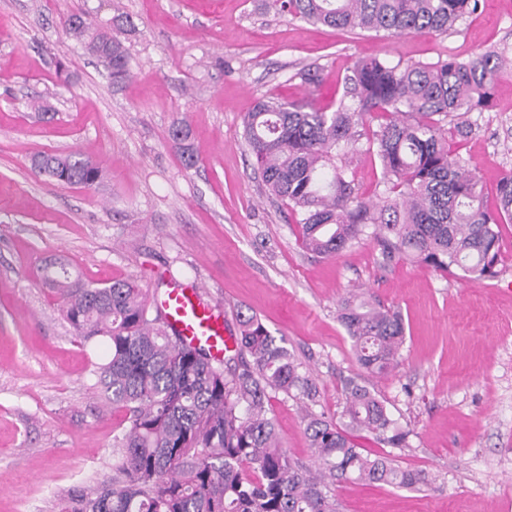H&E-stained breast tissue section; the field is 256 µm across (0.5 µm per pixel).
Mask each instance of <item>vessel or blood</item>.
Listing matches in <instances>:
<instances>
[{
  "label": "vessel or blood",
  "instance_id": "b4317fda",
  "mask_svg": "<svg viewBox=\"0 0 512 512\" xmlns=\"http://www.w3.org/2000/svg\"><path fill=\"white\" fill-rule=\"evenodd\" d=\"M151 302L162 310L168 328L185 343L206 346L217 357L223 355L230 338L224 318L203 302L198 289L172 285L153 294Z\"/></svg>",
  "mask_w": 512,
  "mask_h": 512
}]
</instances>
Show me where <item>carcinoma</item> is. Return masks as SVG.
Returning a JSON list of instances; mask_svg holds the SVG:
<instances>
[{"label":"carcinoma","instance_id":"1","mask_svg":"<svg viewBox=\"0 0 512 512\" xmlns=\"http://www.w3.org/2000/svg\"><path fill=\"white\" fill-rule=\"evenodd\" d=\"M478 2L273 0V7L329 28L403 35L446 33ZM66 31L110 59L112 81L128 77V56L116 36L93 29L82 14L68 18ZM508 70L512 56L498 47L436 64L359 59L336 109L260 99L244 117L242 137L268 190L288 201L305 249L334 257L370 228L386 260L403 254L434 269L457 268L474 281L490 279L502 252L497 227L512 221V172L498 184L497 210L487 211L476 168L448 149L443 122L489 109ZM377 112L389 118L368 148L384 169V200L371 206L341 161L358 149L356 122ZM190 137L184 124L169 131L188 168L197 162ZM32 163L38 174L66 184L93 183L101 175V166L78 152L37 153ZM41 279L61 299L81 341L106 346L90 375L128 422L113 444L115 476L62 500L59 512H339L335 486L342 480L405 488L434 482L357 448V431L392 448L407 447L409 436L357 380L345 384L341 422L315 412L314 382L256 316L238 315L233 348L240 363L232 366L229 358L182 344L131 280L86 283L63 257L47 261ZM338 320L360 368L383 374L398 365L405 340L398 312L354 292L340 302ZM278 394L306 404L313 468L283 449L269 416Z\"/></svg>","mask_w":512,"mask_h":512}]
</instances>
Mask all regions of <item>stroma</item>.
<instances>
[{"instance_id":"35a3bbf8","label":"stroma","mask_w":512,"mask_h":512,"mask_svg":"<svg viewBox=\"0 0 512 512\" xmlns=\"http://www.w3.org/2000/svg\"><path fill=\"white\" fill-rule=\"evenodd\" d=\"M80 11L98 23L129 15L124 82L66 35ZM503 46L512 50V0H480L445 33L400 37L311 25L268 0H0V512H59L72 491L108 480L113 438L127 424L92 389L103 346L80 342L40 281L57 255L92 283L199 288L233 334L238 313L256 315L314 379L316 409L330 419L340 417L345 381L361 377L410 435L393 448L361 432L357 447L436 482H341L340 512H512V223L499 225L498 274L482 282L383 261L368 234L320 257L302 248L286 201L270 194L241 137L265 96L334 110L356 60L434 63ZM181 118L198 154L191 168L170 144ZM470 120L465 136L448 121V144L476 166L493 210L512 171V74ZM41 151L80 152L103 176L85 187L35 175L30 158ZM346 164L359 194L379 201L375 152ZM356 288L404 319L389 375L360 372L337 318ZM270 413L288 455L312 463L299 402L277 395Z\"/></svg>"}]
</instances>
